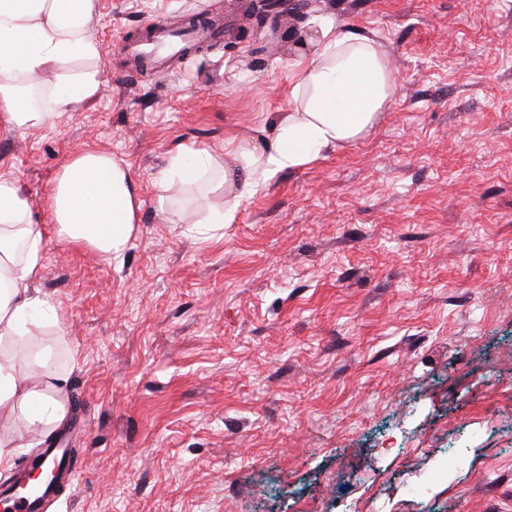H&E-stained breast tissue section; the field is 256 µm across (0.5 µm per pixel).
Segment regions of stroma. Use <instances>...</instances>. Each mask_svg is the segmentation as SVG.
Instances as JSON below:
<instances>
[{
	"label": "stroma",
	"mask_w": 512,
	"mask_h": 512,
	"mask_svg": "<svg viewBox=\"0 0 512 512\" xmlns=\"http://www.w3.org/2000/svg\"><path fill=\"white\" fill-rule=\"evenodd\" d=\"M95 99L0 128V178L49 238L55 318L13 341L69 377L81 464L46 512H512V0H305L257 24L250 0H97ZM221 42L136 69L145 23L199 12ZM380 41L397 91L365 139L245 192L171 159L269 139L314 18ZM86 148L140 202L122 262L53 235L48 190ZM237 194H233L231 198L224 199V210L222 212H214L211 210L198 211L193 219L186 221L187 224H195L196 228L202 230L203 234L210 232L208 224H228L231 223L235 217L239 200Z\"/></svg>",
	"instance_id": "stroma-1"
}]
</instances>
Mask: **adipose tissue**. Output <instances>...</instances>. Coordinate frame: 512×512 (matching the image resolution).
I'll return each instance as SVG.
<instances>
[{
    "mask_svg": "<svg viewBox=\"0 0 512 512\" xmlns=\"http://www.w3.org/2000/svg\"><path fill=\"white\" fill-rule=\"evenodd\" d=\"M95 3L0 0L1 127L50 125L95 97L97 72L86 71L70 81L58 77L74 57H98L89 34ZM290 68L293 104L280 115L270 142L230 141L220 157L201 149L190 165L182 157L172 159L170 167L183 182H196L204 169L224 184L223 211H198L192 219L197 228L233 221L239 205L232 195L235 186L259 187L280 171L367 137L396 93L381 43L328 17L314 21ZM47 74L57 75L58 81L48 107L41 108L26 89ZM50 200L58 239L90 247L109 260L122 258L136 229L139 205L130 176L111 155L90 149L68 157L51 186ZM45 244L29 195L16 180L0 178V340L27 335L49 317L50 307L37 289ZM35 364L47 380L45 388L30 383L23 364L0 354V406L20 411L29 429L47 435L66 418V380L54 372L51 353H43Z\"/></svg>",
    "mask_w": 512,
    "mask_h": 512,
    "instance_id": "adipose-tissue-1",
    "label": "adipose tissue"
}]
</instances>
